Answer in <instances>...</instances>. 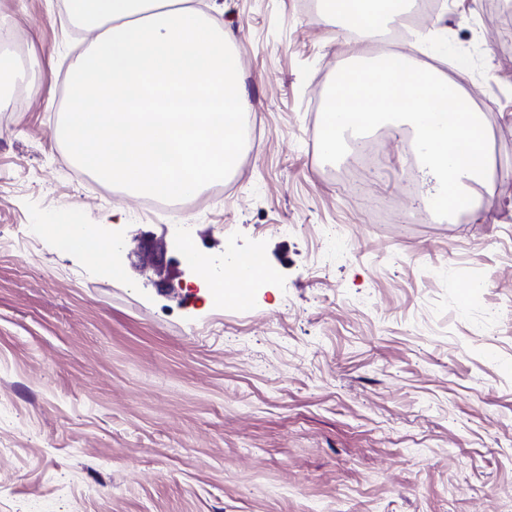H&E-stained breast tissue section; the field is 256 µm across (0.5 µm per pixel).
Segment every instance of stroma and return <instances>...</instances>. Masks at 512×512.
<instances>
[{
	"label": "stroma",
	"instance_id": "35a3bbf8",
	"mask_svg": "<svg viewBox=\"0 0 512 512\" xmlns=\"http://www.w3.org/2000/svg\"><path fill=\"white\" fill-rule=\"evenodd\" d=\"M229 35L251 109L219 186L144 210L73 164L54 131L83 41L63 0H0L41 66L0 112V512H512V23L496 0H441V28L395 48L487 110L486 223L404 194L408 127L346 192L319 155L320 95L373 55L318 0H193ZM397 198L375 224L376 198ZM191 240L208 264L258 253L246 303L156 286L45 236Z\"/></svg>",
	"mask_w": 512,
	"mask_h": 512
}]
</instances>
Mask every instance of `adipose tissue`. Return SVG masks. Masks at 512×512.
Segmentation results:
<instances>
[{"label": "adipose tissue", "mask_w": 512, "mask_h": 512, "mask_svg": "<svg viewBox=\"0 0 512 512\" xmlns=\"http://www.w3.org/2000/svg\"><path fill=\"white\" fill-rule=\"evenodd\" d=\"M409 0H320L322 17L357 31L361 38H369L375 31L404 14ZM43 232L64 240L74 251L90 254L111 275L120 270L112 264V242L103 238L96 226L82 223L46 224Z\"/></svg>", "instance_id": "adipose-tissue-1"}]
</instances>
